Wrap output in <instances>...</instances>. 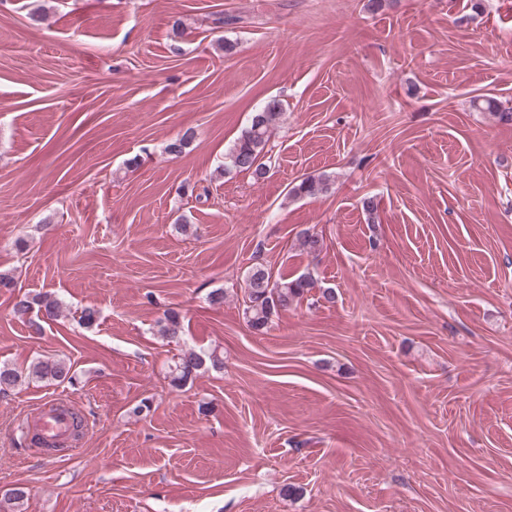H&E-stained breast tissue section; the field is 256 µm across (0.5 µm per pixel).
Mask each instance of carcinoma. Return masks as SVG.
I'll list each match as a JSON object with an SVG mask.
<instances>
[{"instance_id": "cac0c4a2", "label": "carcinoma", "mask_w": 512, "mask_h": 512, "mask_svg": "<svg viewBox=\"0 0 512 512\" xmlns=\"http://www.w3.org/2000/svg\"><path fill=\"white\" fill-rule=\"evenodd\" d=\"M474 105L500 122H512V110L502 108L493 97L478 98ZM279 116V104L275 101L268 103L262 111L256 113L250 126L242 132L228 152V166L250 172L258 179L263 178L267 170L262 158L271 130ZM328 190V177L323 174L308 175L294 184L288 195L292 198L312 197ZM298 241L302 250L311 256H317L322 251V240L309 228L298 233ZM245 285L249 300L245 314L250 327L255 331L266 329L273 315L304 299L316 287L314 279L309 274L291 280H274L262 265H256L249 270ZM13 312L25 319L32 333L40 335L43 332V324L52 322L61 315L63 303L50 291L34 295L18 294L14 298ZM159 324V333L162 337L177 341L182 336V324L177 313H166ZM207 359L214 365L219 364V359L213 354L206 357L194 349L182 352L171 370L173 384L179 386L190 380L204 366ZM24 376L43 382L71 379L70 368L63 361L38 359L23 370L8 366L0 367V393L3 394L15 386Z\"/></svg>"}]
</instances>
